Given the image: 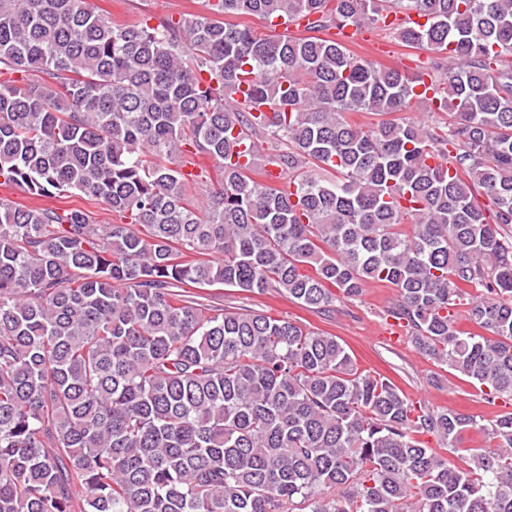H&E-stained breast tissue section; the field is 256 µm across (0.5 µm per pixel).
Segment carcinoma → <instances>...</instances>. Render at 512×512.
<instances>
[{"instance_id": "carcinoma-1", "label": "carcinoma", "mask_w": 512, "mask_h": 512, "mask_svg": "<svg viewBox=\"0 0 512 512\" xmlns=\"http://www.w3.org/2000/svg\"><path fill=\"white\" fill-rule=\"evenodd\" d=\"M209 6L150 26L0 0V67L20 74L0 82V186L113 215L0 198V512H512L511 412L418 409L339 337L200 294L326 312L383 283L420 351L512 399V0ZM390 10L427 18L394 29L435 54L425 73L321 36ZM250 15L305 35L225 21ZM425 74L436 131L399 117ZM259 130L286 189L240 163ZM198 155L219 172L203 210L182 173ZM457 300L485 334L457 329ZM473 428L494 447L459 464L419 439ZM54 204L65 209L79 208L87 210L91 213L92 218L97 224L112 223V212L102 203L85 200L77 196H72L69 198L64 197L62 199H58Z\"/></svg>"}]
</instances>
